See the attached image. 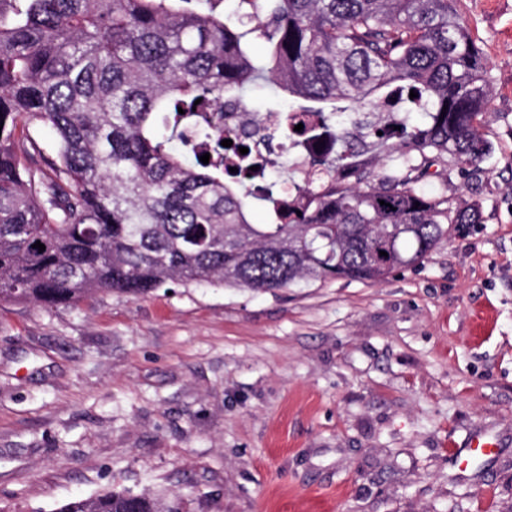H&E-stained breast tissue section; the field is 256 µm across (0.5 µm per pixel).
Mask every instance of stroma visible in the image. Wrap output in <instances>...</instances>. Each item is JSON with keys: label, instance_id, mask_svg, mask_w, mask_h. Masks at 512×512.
I'll return each instance as SVG.
<instances>
[{"label": "stroma", "instance_id": "obj_1", "mask_svg": "<svg viewBox=\"0 0 512 512\" xmlns=\"http://www.w3.org/2000/svg\"><path fill=\"white\" fill-rule=\"evenodd\" d=\"M494 83L478 201L380 283L0 302V512L117 487L187 512H512V0H461ZM492 456L459 470L474 433Z\"/></svg>", "mask_w": 512, "mask_h": 512}]
</instances>
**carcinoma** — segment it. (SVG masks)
Segmentation results:
<instances>
[{
	"instance_id": "carcinoma-1",
	"label": "carcinoma",
	"mask_w": 512,
	"mask_h": 512,
	"mask_svg": "<svg viewBox=\"0 0 512 512\" xmlns=\"http://www.w3.org/2000/svg\"><path fill=\"white\" fill-rule=\"evenodd\" d=\"M222 2L0 0L1 302L376 283L423 262L447 225L482 223L479 204L418 186L419 159L477 174L491 155L480 116L492 80L456 0ZM257 82L291 97L287 126L268 135L282 150L273 170L245 132L224 130V99ZM391 104L421 122L388 129ZM45 127L55 142L43 167ZM366 135L382 171L340 178ZM320 140L328 154L298 179L291 148ZM253 205L266 223L251 222ZM53 512L183 504L112 489Z\"/></svg>"
}]
</instances>
